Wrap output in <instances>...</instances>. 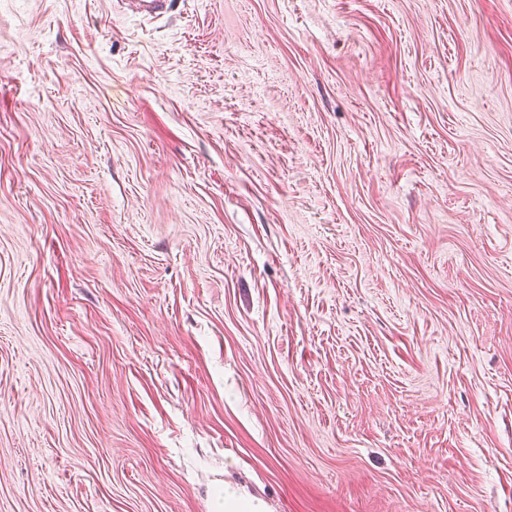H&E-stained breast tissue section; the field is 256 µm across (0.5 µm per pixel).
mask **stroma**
Returning a JSON list of instances; mask_svg holds the SVG:
<instances>
[{
  "label": "stroma",
  "mask_w": 512,
  "mask_h": 512,
  "mask_svg": "<svg viewBox=\"0 0 512 512\" xmlns=\"http://www.w3.org/2000/svg\"><path fill=\"white\" fill-rule=\"evenodd\" d=\"M512 512V0H0V512ZM224 494V495H223ZM215 512H259L260 506L252 500L237 496L227 488L218 489L214 496Z\"/></svg>",
  "instance_id": "obj_1"
}]
</instances>
